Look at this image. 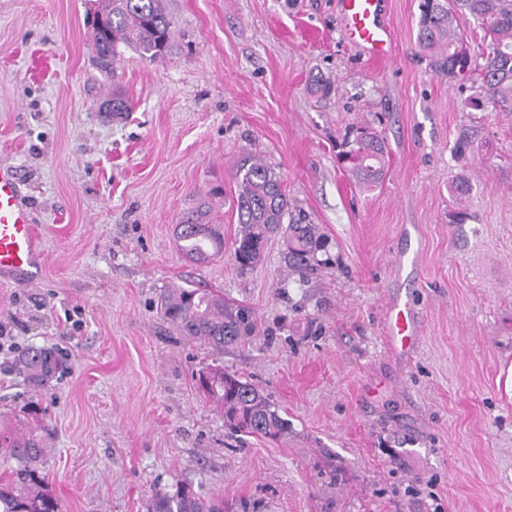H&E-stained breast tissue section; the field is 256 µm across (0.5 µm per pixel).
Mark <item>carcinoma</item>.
Listing matches in <instances>:
<instances>
[{"label":"carcinoma","instance_id":"carcinoma-1","mask_svg":"<svg viewBox=\"0 0 512 512\" xmlns=\"http://www.w3.org/2000/svg\"><path fill=\"white\" fill-rule=\"evenodd\" d=\"M470 15L487 39L479 77L472 78L470 51L458 17ZM95 65L112 74L120 46L129 47L153 63L171 55L173 19L165 0H100L93 13ZM417 41L439 77L453 84L472 82L473 92L464 105L483 111L512 112V0H421ZM386 145L372 128L358 129L345 158L359 183L372 187L382 181ZM239 185L234 258L242 269L257 264L267 239L283 232L288 264L299 273L314 270L320 236L313 224H285L288 200L281 179L260 160L237 166ZM181 251L203 261L222 252L223 242L213 236L201 217L178 225ZM164 318L183 335L203 342L218 353L247 336L251 315L243 307L224 304V295L207 288H176L163 302ZM27 378L42 384L62 363L59 352L30 347L21 358ZM198 384L207 397L224 410V417L238 429L266 438H278L288 422L250 382L209 368L199 373ZM50 433L43 428L19 436H0V451L22 465L14 481L0 480V512H62L60 501L39 475V465L49 451ZM150 512H224V501L206 498L185 483L173 493L154 495Z\"/></svg>","mask_w":512,"mask_h":512}]
</instances>
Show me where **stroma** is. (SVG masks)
Here are the masks:
<instances>
[{
	"instance_id": "obj_1",
	"label": "stroma",
	"mask_w": 512,
	"mask_h": 512,
	"mask_svg": "<svg viewBox=\"0 0 512 512\" xmlns=\"http://www.w3.org/2000/svg\"><path fill=\"white\" fill-rule=\"evenodd\" d=\"M420 0H386L397 53L347 45L336 0H167L175 49L92 62L95 0H0V164L14 166L45 273L0 282V434H52L40 474L64 512H147L190 483L224 512H512V113L465 110L417 44ZM132 103L106 121L112 92ZM385 140L384 180L341 161L355 128ZM281 179L288 222L327 241L299 276L282 235L240 270L236 166ZM469 184L465 199L450 186ZM204 209L225 249L204 263L176 227ZM419 252L415 279L396 265ZM214 288L250 311L223 354L160 310L169 289ZM422 319L411 358L385 347L395 294ZM65 359L46 387L18 365ZM219 365L288 422L233 429L196 384ZM21 363L29 380L43 384L58 370L62 356L55 350L30 347Z\"/></svg>"
}]
</instances>
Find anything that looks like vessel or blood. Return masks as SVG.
<instances>
[{
  "mask_svg": "<svg viewBox=\"0 0 512 512\" xmlns=\"http://www.w3.org/2000/svg\"><path fill=\"white\" fill-rule=\"evenodd\" d=\"M348 42L371 62L390 60L395 42L383 14L384 0H336ZM43 251L35 217L22 202L19 182L10 165L0 164V280L17 285L36 282L43 273ZM388 350L405 356L419 342L421 326L415 304L392 299L383 327Z\"/></svg>",
  "mask_w": 512,
  "mask_h": 512,
  "instance_id": "vessel-or-blood-1",
  "label": "vessel or blood"
}]
</instances>
